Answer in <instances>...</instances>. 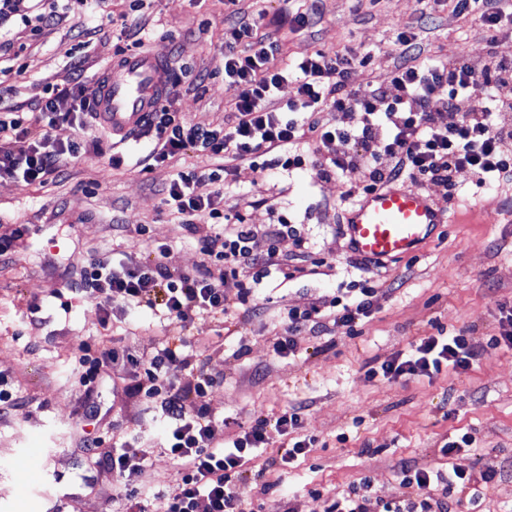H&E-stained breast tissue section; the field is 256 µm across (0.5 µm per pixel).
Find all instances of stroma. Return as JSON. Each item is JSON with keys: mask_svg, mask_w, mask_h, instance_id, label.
<instances>
[{"mask_svg": "<svg viewBox=\"0 0 512 512\" xmlns=\"http://www.w3.org/2000/svg\"><path fill=\"white\" fill-rule=\"evenodd\" d=\"M59 21L32 29L12 21L0 38V114L36 113L49 86L63 82L71 64L82 68V95L92 99L96 83L120 49L143 41L168 54L177 84L167 94L175 111L190 123L207 126L224 119V0H89L74 9L58 0ZM242 16L264 13L263 30L278 40V64L314 51L370 54L369 68L355 67L354 85L384 76L398 60V32L417 33L425 55L440 60L467 53L485 56L487 34L476 17L430 10L422 0H322L307 28L282 24L286 9L307 11L310 0H239ZM131 14L125 37L113 19ZM146 138L87 152L55 183L22 186L0 178V371L7 374L21 402L0 414V512H122L113 496L110 472L96 467L84 446L87 438L111 432L133 444L147 464V483L172 489L176 466L165 448L168 424L160 412L143 409L125 389L136 373L118 362L103 365L95 386L74 370L80 346L98 351L114 345L142 356L175 334L145 307L113 305L104 315L99 300L69 291L72 255L83 259L112 251L137 252L151 260L159 245L171 250L173 267L194 270L201 255L189 232L175 224L161 189L176 172L207 173L216 159L187 151L178 167L151 170L132 164L112 169L109 155L138 158ZM458 180L476 193L470 171ZM344 183L317 178L308 169L261 176L241 166L223 188L224 210L246 208L256 231L255 250L268 246L267 225L290 218L298 237L278 239L281 254L307 241L312 257L323 260L321 275L281 283L277 275L257 282L265 313L226 323L196 317L183 335L201 355L217 384L207 396L211 413L226 419L225 436L249 427L258 416L278 414L294 399L308 407L302 432L315 437L307 455L282 465L274 444L259 451L237 487L250 512H325L333 498L367 476L374 492L402 500L412 493L398 475L399 460L437 467V453L456 431L471 433L474 449L454 455L460 470H478L482 458L502 472L486 492L480 512H512V350L483 357L464 374L442 371L431 378L378 381L369 366L405 353L424 337L465 334L485 346L498 326L497 305L512 303V186L476 193L473 206L459 208L455 222L440 225L435 237L410 255L380 268L355 255L338 227L345 221ZM274 197L275 211L261 201ZM148 232L137 236L135 229ZM367 278L380 285L378 304L364 322V333L350 337L304 331L294 355L273 352L290 309L329 300L350 283ZM94 400L98 413L83 407ZM346 442H338L339 434ZM34 457L37 476L29 487L16 470ZM320 490L312 500L310 490Z\"/></svg>", "mask_w": 512, "mask_h": 512, "instance_id": "35a3bbf8", "label": "stroma"}]
</instances>
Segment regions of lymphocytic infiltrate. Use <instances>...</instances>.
I'll return each instance as SVG.
<instances>
[{
  "mask_svg": "<svg viewBox=\"0 0 512 512\" xmlns=\"http://www.w3.org/2000/svg\"><path fill=\"white\" fill-rule=\"evenodd\" d=\"M445 1L455 14L477 15L487 28L484 59L433 60L424 56L417 35L404 30L395 40L397 63L386 78L371 79L363 89L351 83L350 73L354 63L368 64V57L318 51L279 67L274 63L278 43L260 33L258 24L228 15L224 91L231 106L223 123L189 124L167 103L147 120V157L156 164H171L190 149L210 152L218 160L208 173L177 172L162 189L165 205L195 239L201 266L191 273L172 270L164 245L146 262L116 264L103 255L83 267L82 292L107 308L119 300L155 309L160 320L182 326L202 315L228 321L258 310L261 299L252 281L272 271L290 280L307 257L304 240H297L299 253L292 263L275 246L293 232L289 219L281 216L269 225V245L259 252L253 247V225L241 213L225 212L217 184L232 179L245 163L263 173L306 166L318 178L348 180L344 196L349 201L394 182L437 185L454 196L456 175L464 169L480 190L511 182L512 102L492 96L474 101L468 89L478 81L491 89L512 83V57L495 50L498 35L512 32V0H434L438 5ZM291 80L298 84L296 96L281 100L279 93ZM95 121L74 83L55 87L34 118H0V177L47 183L79 158L83 144L76 133ZM21 139L28 140L27 150L13 151L12 142ZM385 157L390 160L386 167L381 164ZM204 214L208 223H199ZM375 294L374 286L364 284L354 293L289 310L287 328L273 344L275 353L294 354L295 336L307 329L333 327L358 335L374 311ZM477 359L464 335L428 336L410 353L369 367L367 375L382 381L429 378L445 369L464 373ZM135 364L140 379L132 392L167 419V449L177 465L174 487L158 496L159 512H244L236 488L246 462L255 449L269 444L272 433L301 428L305 402L296 401L275 417L256 418L247 430L224 440V425L206 401L216 380L183 337H170ZM186 370L196 371L195 382L177 379V372ZM96 463L112 473L125 512H139L147 493L146 465L136 449H112ZM398 471L414 488V497L388 501L372 495L365 478L325 512H457L461 500L478 504L498 474L491 460L469 474L426 469L407 460Z\"/></svg>",
  "mask_w": 512,
  "mask_h": 512,
  "instance_id": "obj_1",
  "label": "lymphocytic infiltrate"
}]
</instances>
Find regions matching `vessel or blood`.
<instances>
[{
    "mask_svg": "<svg viewBox=\"0 0 512 512\" xmlns=\"http://www.w3.org/2000/svg\"><path fill=\"white\" fill-rule=\"evenodd\" d=\"M166 64L165 57L145 51L113 61L91 102L106 130L125 138L144 127L166 93ZM442 221V211L430 195L392 183L353 203L344 234L355 254L390 261L411 254L431 239Z\"/></svg>",
    "mask_w": 512,
    "mask_h": 512,
    "instance_id": "1",
    "label": "vessel or blood"
}]
</instances>
